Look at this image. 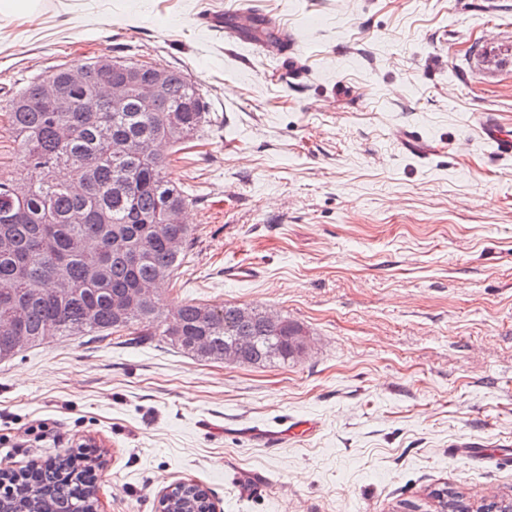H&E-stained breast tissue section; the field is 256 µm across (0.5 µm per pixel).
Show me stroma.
<instances>
[{"mask_svg": "<svg viewBox=\"0 0 512 512\" xmlns=\"http://www.w3.org/2000/svg\"><path fill=\"white\" fill-rule=\"evenodd\" d=\"M229 0H39L0 14V100L102 54L182 69L211 116L165 148L193 249L159 307L272 310L296 362L126 335L0 361V469L85 446L98 512L169 487L216 512H436L512 500V0H239L287 55L208 27ZM313 430L288 436L294 423ZM502 458L452 456L455 444Z\"/></svg>", "mask_w": 512, "mask_h": 512, "instance_id": "stroma-1", "label": "stroma"}]
</instances>
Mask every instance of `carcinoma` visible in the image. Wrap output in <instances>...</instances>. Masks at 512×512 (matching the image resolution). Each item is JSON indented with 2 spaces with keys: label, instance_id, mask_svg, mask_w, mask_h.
<instances>
[{
  "label": "carcinoma",
  "instance_id": "obj_1",
  "mask_svg": "<svg viewBox=\"0 0 512 512\" xmlns=\"http://www.w3.org/2000/svg\"><path fill=\"white\" fill-rule=\"evenodd\" d=\"M254 42L271 40L274 31L264 20L247 18L241 25ZM90 83L70 93L63 111H53L41 100L43 80L5 100L9 130L18 141L24 165L40 171L37 183L0 176V237L11 248L0 250V322L11 321L26 342L0 337V360L46 342L44 331L54 325L55 337L108 336L126 332L138 342L161 336L180 352L201 360L223 359L224 344L251 330L256 336L245 363L264 366L294 362L302 353L296 337L307 332L286 317L275 325L264 323V310L244 306L208 305L183 301L168 314L155 297L140 298L124 313L116 303L131 298L144 283L158 287L173 277L194 243L188 224H165L171 206L188 204V196L166 176L167 162L158 152L141 159L139 142L172 145L190 140L210 122L206 102L183 71L168 68L165 95L147 112L130 97L119 111L97 97L98 61L84 63ZM182 108L183 122H166L168 110ZM129 138L125 157L112 155V135ZM67 177L58 179V168ZM81 209L82 224L69 221ZM176 237L173 250L166 240ZM206 338L209 351L201 355L192 345ZM12 503L25 512H93L95 476L89 458L70 456L55 461L31 477L15 480ZM449 512H468L461 496L446 488L435 493Z\"/></svg>",
  "mask_w": 512,
  "mask_h": 512
}]
</instances>
